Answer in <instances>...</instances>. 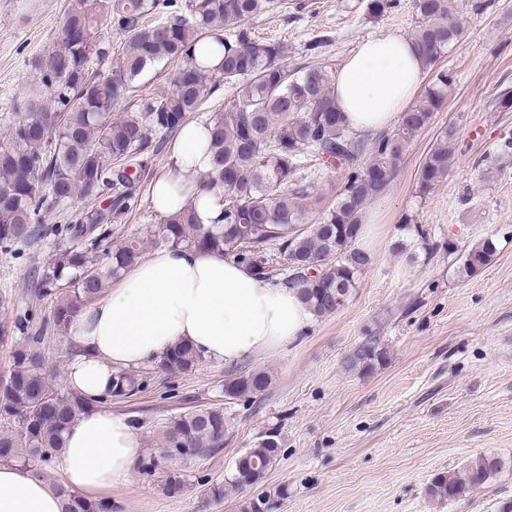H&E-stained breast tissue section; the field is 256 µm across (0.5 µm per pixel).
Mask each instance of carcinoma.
<instances>
[{"label": "carcinoma", "instance_id": "obj_1", "mask_svg": "<svg viewBox=\"0 0 512 512\" xmlns=\"http://www.w3.org/2000/svg\"><path fill=\"white\" fill-rule=\"evenodd\" d=\"M275 0H69L55 47L32 57L34 82L15 103L17 119L0 134V247L6 250L40 231L43 210L78 200L109 201L77 215L65 232L74 245L52 254L36 279L34 295L50 304L37 329L30 317L0 326V342H11L9 374L0 381V463L51 465L65 448V434L78 418L100 404L125 400L145 389L144 379L120 369L104 398H90L48 382L41 345L48 335L69 338L77 316L102 297L106 281L140 262L145 241L125 238L102 247L112 224L134 207L152 177V156L160 153L190 116L221 84L238 87L237 97L208 121L206 147L213 157L202 182L213 191L219 217L200 224L184 210L160 221L155 247H189L222 253L268 281L295 288L317 318L334 315L371 263L357 246L368 205L382 197L400 172L403 155L425 130L447 96L448 73L440 71L423 99L402 113L395 128L373 139L356 135L336 106L333 83L321 68L302 74L288 69V44L261 38L244 21L273 10ZM396 7V0H367L371 17ZM411 35L432 69L462 33L455 0H413ZM125 39L123 58L109 62L103 25ZM215 40L222 62L199 65L195 48ZM177 65L170 90L130 106L136 83L159 63ZM456 129L448 126L420 168L416 193L429 195L448 175ZM367 155L361 163L359 158ZM309 161L334 162L347 171L336 202L318 220L303 222L305 201L314 198L303 172ZM400 230L413 232L424 250L428 236L412 215ZM496 246L485 240L466 255L464 271L488 265ZM314 269L316 273L308 274ZM22 337L15 338V333ZM204 359L194 346L177 343L159 362L166 372H191ZM387 359L376 341L359 346L346 364L361 374ZM269 386L261 370L224 379V397L257 398ZM230 417L224 407L194 409L156 426L163 455L207 457L224 447ZM277 432H265L240 454L209 497L241 495L240 512H255L251 490L263 485L276 464ZM500 461L479 455L458 471L437 474L426 488L442 504L485 485ZM64 512H112V501L93 498L58 483Z\"/></svg>", "mask_w": 512, "mask_h": 512}]
</instances>
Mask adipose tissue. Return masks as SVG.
Segmentation results:
<instances>
[{
    "mask_svg": "<svg viewBox=\"0 0 512 512\" xmlns=\"http://www.w3.org/2000/svg\"><path fill=\"white\" fill-rule=\"evenodd\" d=\"M427 76L411 38L386 35L359 43L334 83V97L353 129L395 123ZM210 168L205 127L187 122L169 154V171L151 191L159 217L188 209L212 224L217 207L197 177ZM311 320L295 291L255 278L246 267L202 249L161 248L126 271L98 304L83 312L72 334L83 348L65 374L70 388L100 398L117 370L161 358L187 342L228 364L279 351ZM143 444L123 414L97 409L66 435L67 485L92 493L125 484ZM62 499L42 477L0 464V512H63Z\"/></svg>",
    "mask_w": 512,
    "mask_h": 512,
    "instance_id": "ef3b65f1",
    "label": "adipose tissue"
}]
</instances>
